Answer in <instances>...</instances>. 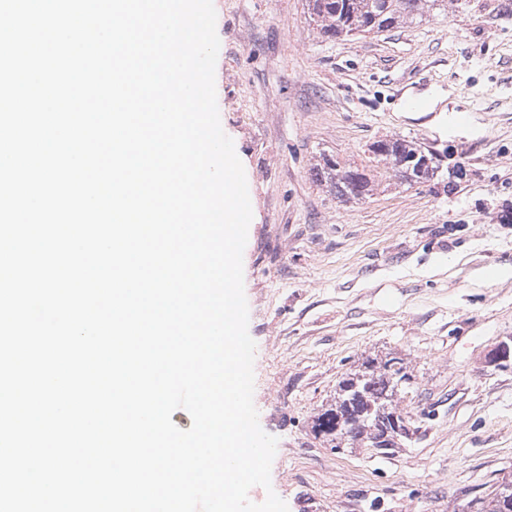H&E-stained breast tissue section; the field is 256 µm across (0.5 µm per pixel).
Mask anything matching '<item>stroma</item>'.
I'll return each instance as SVG.
<instances>
[{
	"mask_svg": "<svg viewBox=\"0 0 512 512\" xmlns=\"http://www.w3.org/2000/svg\"><path fill=\"white\" fill-rule=\"evenodd\" d=\"M222 129L251 191L243 252L254 404L278 440L289 512H477L512 480V0H461L419 23L340 39L308 0H213ZM430 101L426 112L407 109ZM468 111L460 124L449 108ZM463 162L456 188L399 184L348 203L325 161L362 167L388 137ZM401 360L389 453L315 428L369 359Z\"/></svg>",
	"mask_w": 512,
	"mask_h": 512,
	"instance_id": "1",
	"label": "stroma"
}]
</instances>
